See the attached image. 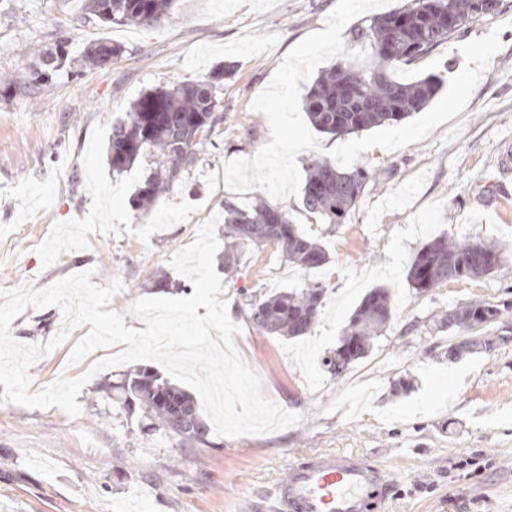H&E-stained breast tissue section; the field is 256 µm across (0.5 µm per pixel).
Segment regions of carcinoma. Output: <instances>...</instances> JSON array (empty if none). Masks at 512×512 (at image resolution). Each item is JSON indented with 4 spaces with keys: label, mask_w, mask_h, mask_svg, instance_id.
<instances>
[{
    "label": "carcinoma",
    "mask_w": 512,
    "mask_h": 512,
    "mask_svg": "<svg viewBox=\"0 0 512 512\" xmlns=\"http://www.w3.org/2000/svg\"><path fill=\"white\" fill-rule=\"evenodd\" d=\"M173 2L85 0V13L105 24L151 25L170 12ZM486 16L478 0H412L402 9L370 19L369 24L348 33L350 45L360 50L366 61L357 65L339 58L307 87L303 104L311 124L320 132L341 137L396 124L422 111L442 90L444 80L435 74L400 80L395 67L425 57L467 24ZM121 53L118 46L100 41L87 51L85 64L101 68ZM213 87L212 82L202 80L149 90L138 97L125 118L112 125V170L125 171L144 156L154 160V173L139 187L135 206H152L195 167L207 131L223 120L217 114L219 103ZM368 183L369 173L363 167L346 169L313 156L306 166L302 205L327 223L340 224L361 201ZM269 245L289 264L305 271L329 263L325 247L292 223L286 212L269 205L263 194H257L248 208L224 204L226 278L236 277L244 249ZM503 261V251L494 244L439 236L416 252L407 281L416 294L423 295L450 281L488 276ZM324 299L322 283L307 280L296 288L250 298L242 312L261 335L296 339L314 330ZM509 310L512 299L508 298L497 304L471 302L448 311L440 325L462 332L482 330L497 324ZM392 317L391 289L368 291L343 327L339 345L323 357L327 371L340 377L366 358ZM474 345L471 336L455 337L448 344V360L457 359ZM118 389L124 408L130 413L144 411L153 429L189 448L212 445L198 400L155 370L145 367L125 375Z\"/></svg>",
    "instance_id": "carcinoma-1"
}]
</instances>
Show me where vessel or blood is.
<instances>
[{"label": "vessel or blood", "mask_w": 512, "mask_h": 512, "mask_svg": "<svg viewBox=\"0 0 512 512\" xmlns=\"http://www.w3.org/2000/svg\"><path fill=\"white\" fill-rule=\"evenodd\" d=\"M390 483L382 467L353 452L332 451L291 464L277 488L280 512H366L385 502Z\"/></svg>", "instance_id": "b4317fda"}]
</instances>
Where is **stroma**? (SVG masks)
Listing matches in <instances>:
<instances>
[{"instance_id":"stroma-1","label":"stroma","mask_w":512,"mask_h":512,"mask_svg":"<svg viewBox=\"0 0 512 512\" xmlns=\"http://www.w3.org/2000/svg\"><path fill=\"white\" fill-rule=\"evenodd\" d=\"M409 0H174L154 25L87 19L83 0H0V287L48 286L94 269L93 283L117 277L111 309L128 311L154 295L148 271L165 274L168 296L194 288L170 265L199 224L225 202L250 206L256 192L318 238L330 261L308 273L272 247L246 252L238 277L225 281L228 314L242 327L241 356L264 392L298 424L236 437L210 448H184L146 429L140 415L103 399L101 387L131 372L99 373L103 350L76 364L71 340L39 358L31 391L60 376L89 374L79 418L58 408L0 404V512H278L275 497L288 466L327 451H353L387 472L393 492L369 512H512V340L461 359L444 356L454 333L440 312L497 302L512 287V177L497 168L512 148V0L408 66L398 79L438 74L445 86L421 112L393 125L335 137L313 127L305 90L339 56L356 59L350 29ZM104 40L122 54L83 67L87 48ZM64 59L34 95L19 89L37 52ZM231 65L230 75L214 79ZM214 80L225 115L183 182L147 210L132 199L150 172L146 160L114 172L112 124L144 92ZM286 105L275 106L281 83ZM301 149L282 159L280 133ZM365 167L367 192L341 224L305 212L310 157ZM500 244L505 261L489 276L454 281L425 295L406 280L416 251L438 236ZM326 290L311 335L263 336L237 309L247 297L304 280ZM393 295L394 317L370 355L356 363L366 399L352 404L346 377H331L321 358L370 289ZM59 309L26 311L12 336L44 342L59 329ZM401 379L412 388L394 394Z\"/></svg>"}]
</instances>
